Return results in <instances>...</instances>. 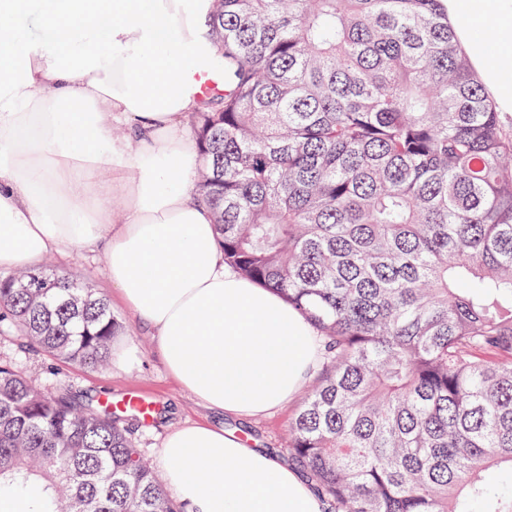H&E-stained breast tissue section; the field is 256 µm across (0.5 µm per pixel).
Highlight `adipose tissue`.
<instances>
[{"instance_id":"obj_1","label":"adipose tissue","mask_w":512,"mask_h":512,"mask_svg":"<svg viewBox=\"0 0 512 512\" xmlns=\"http://www.w3.org/2000/svg\"><path fill=\"white\" fill-rule=\"evenodd\" d=\"M212 0H0V269L104 244L107 277L173 378L247 417L306 381L316 331L224 263L196 199L183 119L213 53ZM495 111L512 115V0H443ZM136 142L115 139L113 122ZM167 487L189 512H322L284 461L208 424L170 431Z\"/></svg>"}]
</instances>
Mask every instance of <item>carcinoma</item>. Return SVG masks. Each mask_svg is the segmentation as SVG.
Listing matches in <instances>:
<instances>
[{
	"instance_id": "cac0c4a2",
	"label": "carcinoma",
	"mask_w": 512,
	"mask_h": 512,
	"mask_svg": "<svg viewBox=\"0 0 512 512\" xmlns=\"http://www.w3.org/2000/svg\"><path fill=\"white\" fill-rule=\"evenodd\" d=\"M224 87L192 113L224 264L317 330L288 460L328 512H512V129L442 0H214ZM0 319L96 369L118 323L69 272ZM27 512H185L93 399L0 363V486Z\"/></svg>"
}]
</instances>
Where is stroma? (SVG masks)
I'll return each mask as SVG.
<instances>
[{"label": "stroma", "mask_w": 512, "mask_h": 512, "mask_svg": "<svg viewBox=\"0 0 512 512\" xmlns=\"http://www.w3.org/2000/svg\"><path fill=\"white\" fill-rule=\"evenodd\" d=\"M104 249H74L50 253L36 267L68 271L83 287L107 299L121 329L113 340L112 356L100 369H87L26 349L20 327L0 323V362L15 364L35 385L47 392L66 387L111 403L131 417L138 446L155 472H162L158 450L173 428L206 423L252 440L257 447L285 457L282 438L302 398L294 396L282 407L256 418L220 414L207 409L166 370L153 332L122 303L106 277Z\"/></svg>", "instance_id": "1"}]
</instances>
